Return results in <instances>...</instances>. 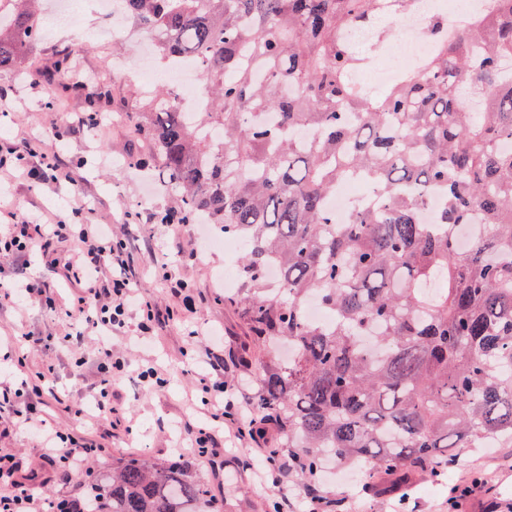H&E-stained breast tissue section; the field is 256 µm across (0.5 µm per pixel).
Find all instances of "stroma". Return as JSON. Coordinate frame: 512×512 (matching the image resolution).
Masks as SVG:
<instances>
[{"label": "stroma", "instance_id": "1", "mask_svg": "<svg viewBox=\"0 0 512 512\" xmlns=\"http://www.w3.org/2000/svg\"><path fill=\"white\" fill-rule=\"evenodd\" d=\"M56 4L57 0H39L44 24L28 52L29 64L0 72V93L12 103L9 111H0V148L8 146L18 128H25L41 144L30 166L45 169L59 155L67 162V174L55 181L16 179L1 186L0 222L9 223L14 214L37 213L53 224H72L79 200L92 201V222L111 225L114 236L126 240L139 293L159 307L172 306V298L154 275L167 244L159 225L144 223L142 214L164 215L177 208L178 197L156 190L151 172L136 164L147 151L135 131L136 112L144 95L159 90L141 77L151 62L146 35L135 28L126 35L115 32L96 0H81L79 25L91 34L86 49L67 74L44 81L41 70L69 41L65 31L48 25ZM118 57L124 61L119 69L113 66ZM92 113L100 115V122L69 130L71 117ZM70 250L63 240L47 257L38 252L24 259L0 254V380L16 387L23 379L8 355L10 337L28 333L42 337V344L26 353L27 370L45 372L53 389L44 395L40 413L48 425L78 430L86 441L101 445L87 469H108L113 461L138 453L158 462L192 454L187 429L205 423L207 412L193 391V378L205 359V334L213 331L220 338L225 382L240 385L248 396L260 389L267 365L287 362L284 348L254 350L246 368L233 359L247 332L234 309L225 305L224 287L216 275L225 269L239 273L241 249L209 251L196 258L185 253L177 273L189 284L190 309L176 320L158 323L146 339L139 336L135 314L113 332L111 354L124 358L128 367L112 385L111 415L100 420L93 386L108 356L96 337H87L80 348L65 340L71 328L66 311L81 293L80 284L64 268ZM23 278L46 281L54 305L38 300L17 311L9 293ZM147 364L166 372V387L142 386L136 370ZM216 438L220 454L215 465L197 459L192 465L213 498L223 501L224 512H271L272 504L282 499L288 502V512H304L306 485L293 475L274 482V464L266 459L264 444L239 439L229 422ZM0 454L17 455L23 469L36 472L37 498L74 500L83 491L82 480H60L44 463L38 438L13 428L4 414H0ZM346 472V466L336 464L316 482L324 499L341 501V512H448L454 488L467 486L472 492L462 500L461 512H485L491 501L512 503L511 444L476 451L449 468L441 481L413 476L393 494L366 493L368 478L361 475L351 481Z\"/></svg>", "mask_w": 512, "mask_h": 512}]
</instances>
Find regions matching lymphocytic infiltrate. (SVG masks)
I'll return each mask as SVG.
<instances>
[{
	"mask_svg": "<svg viewBox=\"0 0 512 512\" xmlns=\"http://www.w3.org/2000/svg\"><path fill=\"white\" fill-rule=\"evenodd\" d=\"M71 244V256L65 268L70 278L82 284L83 291L68 310L73 330L67 339L73 345H83L86 334L97 336L107 344L113 327L125 324L129 311L140 315L139 331L149 336L160 318L158 308L134 291V275L129 265L125 240L114 238L102 224H47L35 214L20 217L0 233V251L25 254L33 250L48 252L59 240ZM207 371L199 375L195 392L208 406L213 421L230 419L237 424L239 436H247L250 422L247 414L253 411L252 401L238 399L234 388L222 380L224 358L214 350L206 352ZM19 426L37 436L46 450V463L55 468L62 480H70L87 460L97 452L96 447L80 441L74 431L48 426L46 421L19 416ZM20 463L14 455H0V476L14 479L13 487L0 493V512H44L30 488L15 480Z\"/></svg>",
	"mask_w": 512,
	"mask_h": 512,
	"instance_id": "f902f5d3",
	"label": "lymphocytic infiltrate"
}]
</instances>
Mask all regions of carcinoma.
I'll return each mask as SVG.
<instances>
[{
	"label": "carcinoma",
	"mask_w": 512,
	"mask_h": 512,
	"mask_svg": "<svg viewBox=\"0 0 512 512\" xmlns=\"http://www.w3.org/2000/svg\"><path fill=\"white\" fill-rule=\"evenodd\" d=\"M0 16V71L40 32L34 0ZM160 60L199 59L210 107L172 93L141 103L138 164L180 194L182 224H219L247 250L227 296L248 345L281 339L254 407L288 435L301 481L323 458L391 478L448 468L488 439L512 443V0L458 24L437 16L419 69L381 95L351 76L369 56L345 33L416 0H123ZM83 51L56 52L47 76ZM313 135L299 140L296 134ZM356 179L372 205L336 221L328 200ZM275 264L277 287H266ZM316 299L330 320L312 324ZM63 512H224L181 458L129 457Z\"/></svg>",
	"instance_id": "1"
}]
</instances>
